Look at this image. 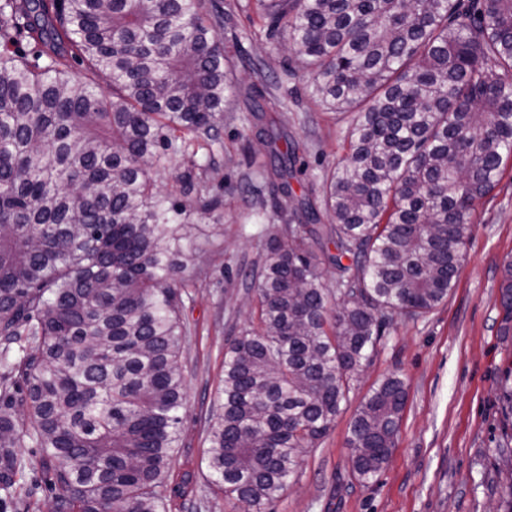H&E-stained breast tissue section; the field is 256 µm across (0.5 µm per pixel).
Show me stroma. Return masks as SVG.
<instances>
[{"label":"stroma","mask_w":512,"mask_h":512,"mask_svg":"<svg viewBox=\"0 0 512 512\" xmlns=\"http://www.w3.org/2000/svg\"><path fill=\"white\" fill-rule=\"evenodd\" d=\"M233 10L240 42L224 49L240 89L224 108L220 143L177 157L171 172L193 167L201 192L218 197L202 224L220 234L197 243L198 257L184 274L179 315L189 327L182 364L188 384L181 440L171 455L168 512H230L232 502L208 476L207 429L218 407L224 376V349L253 316V272L264 260L266 235L281 219L272 209L255 211L257 196L269 193L271 147L242 138L251 87H265L283 74L286 50L250 36L247 0H216ZM305 81L288 80L287 112L272 129L275 147L306 144L309 167L300 176L318 184L326 169L345 155V123L316 106ZM512 259V165H505L496 188L482 199L471 239L447 301L427 317L398 320L386 331L372 363L358 377L350 402L335 428L305 458L275 512H496L502 490L512 483V461L500 457L505 412L498 398L503 369L512 363V337L500 333L501 267ZM401 374L408 397L390 462L378 481L364 485L349 475L350 422L370 386ZM28 464L17 476L14 497L0 512H50L46 476L24 447Z\"/></svg>","instance_id":"stroma-1"}]
</instances>
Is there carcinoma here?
<instances>
[{
  "label": "carcinoma",
  "instance_id": "cac0c4a2",
  "mask_svg": "<svg viewBox=\"0 0 512 512\" xmlns=\"http://www.w3.org/2000/svg\"><path fill=\"white\" fill-rule=\"evenodd\" d=\"M255 38L282 39L322 108L352 114L323 209L298 208L296 148L276 152L257 323L224 350L208 426L212 482L272 512L349 401L394 317L448 298L477 204L512 161V0H255ZM214 0H0V493L25 440L52 470L51 512H167L188 329L179 318L195 177L154 175L221 140L236 93ZM77 51L108 95L62 69ZM335 253L327 287L312 244ZM500 306L512 333V259ZM21 356L9 360L10 353ZM393 374L349 427L350 473L377 481L405 408Z\"/></svg>",
  "mask_w": 512,
  "mask_h": 512
}]
</instances>
